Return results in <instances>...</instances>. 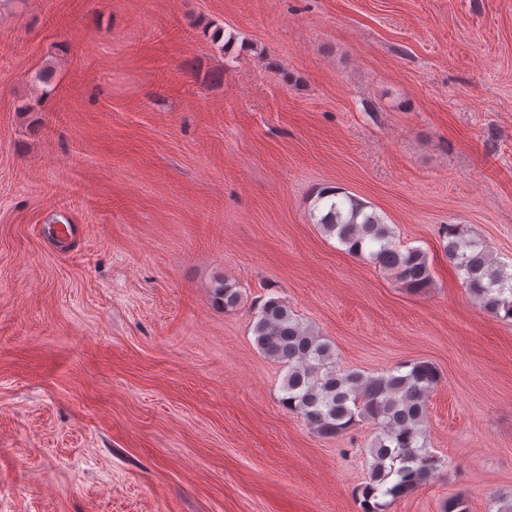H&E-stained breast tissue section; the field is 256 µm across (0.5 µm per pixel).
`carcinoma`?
Segmentation results:
<instances>
[{
	"mask_svg": "<svg viewBox=\"0 0 512 512\" xmlns=\"http://www.w3.org/2000/svg\"><path fill=\"white\" fill-rule=\"evenodd\" d=\"M317 224L355 257L378 265L412 292L431 286L428 256L401 249L395 231L367 203L346 192H320ZM443 250L469 294L483 309L512 319V271L498 263L487 245L464 224L442 227ZM216 305L226 311L241 302L237 284L220 280ZM257 348L285 368L282 406L303 419L318 436L336 437L362 421L374 426L372 464L360 487L362 512H387L398 498L427 484L442 466L427 446L428 397L440 380L428 361H407L394 370L371 375L342 370L332 345L300 320L281 300L270 298L254 312Z\"/></svg>",
	"mask_w": 512,
	"mask_h": 512,
	"instance_id": "obj_1",
	"label": "carcinoma"
}]
</instances>
